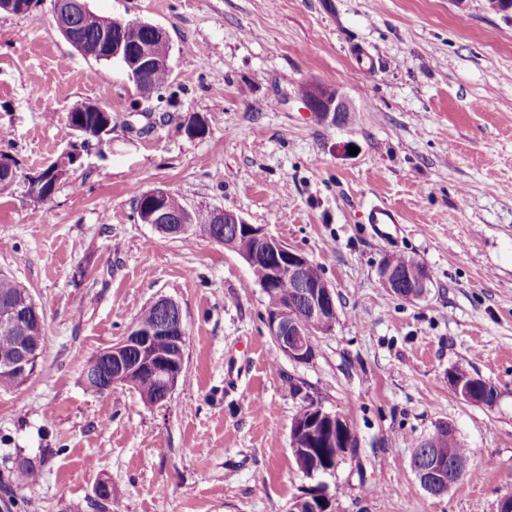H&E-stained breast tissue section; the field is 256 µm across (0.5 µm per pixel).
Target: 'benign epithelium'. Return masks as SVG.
I'll return each mask as SVG.
<instances>
[{
  "label": "benign epithelium",
  "mask_w": 512,
  "mask_h": 512,
  "mask_svg": "<svg viewBox=\"0 0 512 512\" xmlns=\"http://www.w3.org/2000/svg\"><path fill=\"white\" fill-rule=\"evenodd\" d=\"M76 6L82 11V24H90L92 11L87 5L76 3V0H53V13H69ZM136 23L147 33L145 41L138 45H126L117 35L104 31L98 35V41L93 46L77 41L72 35L67 36V40L86 56H104L121 63L138 89L150 97L157 92V88L150 85L148 74L155 69H171L170 57H160L154 51V42L166 41L168 36L161 27L148 21L138 19ZM303 102L322 122L336 125L345 122L349 116V105L340 91L323 83L312 84ZM88 108L92 112L101 113V121L96 127L90 129L84 123H72L70 129L81 141L90 135L96 138L95 147L101 150L108 144V135L111 133L109 109L96 104H90ZM25 180L29 196L35 200H49L55 193V184L48 183V174L43 171L27 176ZM167 197L168 191L162 188L146 192L145 203L138 212L139 221L151 225L162 235L174 238L197 230V227L188 223L186 216L176 218L171 214L167 207ZM212 212L214 226L205 231L209 239L237 251L251 267L264 264L267 268L266 284L274 285L288 279L299 288L302 303L290 300L268 310L266 325L269 335L284 356L295 363L309 362L314 351L313 336L317 335L314 327H319L324 334L335 324L337 311L333 289L326 282L316 285L308 283L304 273L311 261L270 235L264 227L251 224L242 216L222 208H214ZM242 239L251 243V246H240ZM379 275L385 288L392 293L397 292L405 283L418 290L426 289L429 284L427 275L417 271L404 274L395 270L388 260L380 267ZM154 304L160 317L148 326L133 323L118 341L100 350L95 355L97 370L85 375V379L100 384L103 392L107 393L117 385H133L134 378L139 375H150L161 382L164 392V398L152 402L156 406L166 402L180 381L185 365L182 355L185 353L186 327L181 307L175 300L161 297ZM41 317L42 311L32 296L25 294L14 304L11 312L4 314L3 320L16 328H22ZM158 342L169 344L174 354L163 359L157 357L154 348ZM38 360V352L20 347L8 357H0V374L26 377L37 369ZM297 418L306 421L304 425L294 426L290 434L291 451L299 468L311 476L319 470L324 474L333 472L341 462L342 454H336L333 464L323 469L318 461L312 459L311 451L300 444V436L305 432V426H311L318 420L330 421L343 430L346 428L345 417L325 411L320 404L309 398ZM450 465L458 474L464 471L460 462L452 456L431 453L426 456L424 464L415 465V473L425 490L433 494L439 486L448 483ZM297 500L306 503L307 512H332V500L323 493H306L297 497Z\"/></svg>",
  "instance_id": "benign-epithelium-1"
}]
</instances>
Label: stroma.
Here are the masks:
<instances>
[{"label":"stroma","instance_id":"35a3bbf8","mask_svg":"<svg viewBox=\"0 0 512 512\" xmlns=\"http://www.w3.org/2000/svg\"><path fill=\"white\" fill-rule=\"evenodd\" d=\"M88 4L162 27L171 75L160 97L142 96L120 64L63 38L52 0L0 13V150L22 174L0 197V272L28 289L46 330L36 374L0 387V484L12 483L0 512H288L316 489L334 512H497L512 495V17L483 0ZM305 83L338 88L349 119L319 121ZM87 103L112 109L110 150L34 200L25 176L70 147L66 114ZM195 119L206 133L191 139ZM157 187L264 226L320 266L337 320L311 361L279 355L236 251L140 223L136 202ZM376 205L400 223L368 224ZM395 255L428 269L424 296L383 287ZM160 297L187 331L171 398L87 391L86 360ZM460 365L497 387L494 407L454 392ZM307 397L358 435L312 478L290 448ZM441 423L472 461L438 498L411 458ZM35 454L37 480L10 479L13 458Z\"/></svg>","mask_w":512,"mask_h":512}]
</instances>
